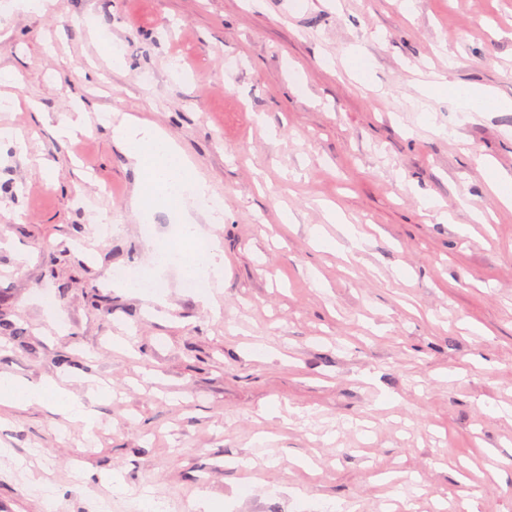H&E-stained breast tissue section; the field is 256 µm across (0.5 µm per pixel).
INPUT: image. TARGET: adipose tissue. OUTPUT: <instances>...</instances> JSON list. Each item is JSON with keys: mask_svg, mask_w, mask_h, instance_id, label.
I'll list each match as a JSON object with an SVG mask.
<instances>
[{"mask_svg": "<svg viewBox=\"0 0 512 512\" xmlns=\"http://www.w3.org/2000/svg\"><path fill=\"white\" fill-rule=\"evenodd\" d=\"M429 96H445L454 100L462 112H503L511 104L485 88L459 85L440 77L425 82ZM113 137L124 147L139 172V187L134 205L143 213L166 207L184 213L182 231L167 245L171 262L190 269L202 278L223 279L224 251L217 236H206L196 215L204 223L220 224L224 212L210 207L214 194L200 175L194 174L191 161L181 148L159 126L146 118L132 117L113 128ZM208 238L210 247L205 253H191L189 246L196 240ZM54 405L68 418L90 421L91 416L79 398L57 388L53 382L22 383L8 374L0 373V404L20 402L27 405Z\"/></svg>", "mask_w": 512, "mask_h": 512, "instance_id": "ef3b65f1", "label": "adipose tissue"}]
</instances>
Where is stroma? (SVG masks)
<instances>
[{
	"mask_svg": "<svg viewBox=\"0 0 512 512\" xmlns=\"http://www.w3.org/2000/svg\"><path fill=\"white\" fill-rule=\"evenodd\" d=\"M0 72L24 139L0 145V312L22 332L0 372L96 419L1 409L0 512H43L44 475L56 512H96L114 471L119 507L512 512V208L484 171L512 176V112L423 92L434 73L512 100V0H0ZM77 111L89 130L59 140ZM126 114L222 202L205 294L179 268L157 294L112 283L176 220L133 207Z\"/></svg>",
	"mask_w": 512,
	"mask_h": 512,
	"instance_id": "1",
	"label": "stroma"
}]
</instances>
